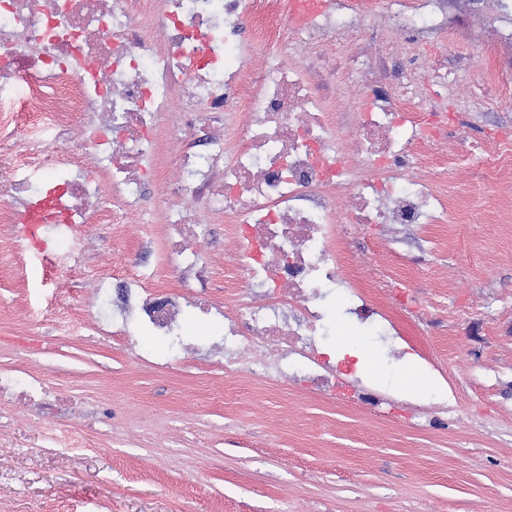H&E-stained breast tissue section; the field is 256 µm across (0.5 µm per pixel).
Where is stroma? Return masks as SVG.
Returning <instances> with one entry per match:
<instances>
[{
    "label": "stroma",
    "mask_w": 512,
    "mask_h": 512,
    "mask_svg": "<svg viewBox=\"0 0 512 512\" xmlns=\"http://www.w3.org/2000/svg\"><path fill=\"white\" fill-rule=\"evenodd\" d=\"M453 13L487 31L512 24L492 0H453ZM416 51L470 86V140L512 128V106L483 82L479 48L430 33ZM445 182L459 223L373 227L349 240L352 255L398 283L376 291L393 308L394 347L363 345L345 304L329 307L330 345L390 397L378 416L290 380L226 392L221 358L195 353L222 335L219 321L186 317L192 346L174 360L143 331L138 359L95 330L72 333L93 302V275L137 262L151 287L177 289L164 225L93 222L70 251L38 258L20 225L0 223V372L43 376L83 399L49 421L0 405V512H512V191H478L471 169ZM213 228L200 249L221 303L234 253L223 223ZM415 261L423 274H410ZM417 375L433 389L409 391ZM449 391L457 402L438 408Z\"/></svg>",
    "instance_id": "obj_1"
}]
</instances>
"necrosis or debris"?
Here are the masks:
<instances>
[{
	"label": "necrosis or debris",
	"instance_id": "necrosis-or-debris-1",
	"mask_svg": "<svg viewBox=\"0 0 512 512\" xmlns=\"http://www.w3.org/2000/svg\"><path fill=\"white\" fill-rule=\"evenodd\" d=\"M443 0H329L301 14L294 0H0V127L17 102L53 127L77 126L76 146L25 134L24 165L50 174L0 210L30 241L40 228L90 221L168 226L167 269L186 274L181 291L157 295L139 268L96 278L97 294L152 335L175 341L194 309L224 320V377L260 369L266 381L301 377L307 390L346 388L355 406L377 412L387 398L349 383L317 338L324 289L353 276L347 238L370 224H451L446 194L426 169L429 143L446 138L442 108L421 112L394 46L365 61L347 53L344 81L306 60L340 39L363 45L358 14L384 15L408 36L422 28L450 38L494 41L460 25ZM395 84L383 95L379 84ZM175 151L168 200L156 211L146 177L160 173L156 134ZM464 142L448 162H467L485 184L512 157V130ZM239 228L246 247L229 281L233 304L208 298L214 273L198 248L210 220ZM0 400L53 417L78 405L74 393H48L43 378L24 386L0 376Z\"/></svg>",
	"mask_w": 512,
	"mask_h": 512
}]
</instances>
